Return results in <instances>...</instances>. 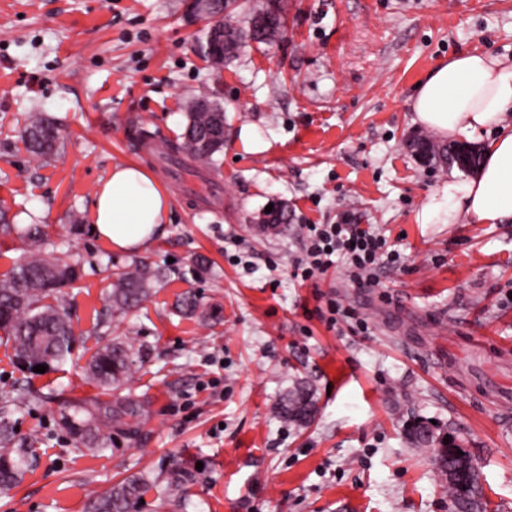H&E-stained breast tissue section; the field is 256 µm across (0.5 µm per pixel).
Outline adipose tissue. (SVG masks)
Segmentation results:
<instances>
[{"mask_svg": "<svg viewBox=\"0 0 512 512\" xmlns=\"http://www.w3.org/2000/svg\"><path fill=\"white\" fill-rule=\"evenodd\" d=\"M413 123L452 141H476L474 175L450 177L417 214L420 224L512 221V59L462 53L435 69L410 100ZM171 198L136 164L114 166L93 199L92 233L113 251L134 253L162 235Z\"/></svg>", "mask_w": 512, "mask_h": 512, "instance_id": "ef3b65f1", "label": "adipose tissue"}]
</instances>
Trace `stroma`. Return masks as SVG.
<instances>
[{
    "instance_id": "obj_1",
    "label": "stroma",
    "mask_w": 512,
    "mask_h": 512,
    "mask_svg": "<svg viewBox=\"0 0 512 512\" xmlns=\"http://www.w3.org/2000/svg\"><path fill=\"white\" fill-rule=\"evenodd\" d=\"M282 5V34L246 44L216 76L195 49L203 23L189 0H0V208L18 231L0 244V274L24 257L30 223L65 241L82 263L65 304L87 337L72 364L42 374L0 345V388L101 397L83 365L86 349L107 340L90 334L113 272L137 259L166 270L116 327L143 359L128 384L148 404L138 437L84 455L57 404H28L12 421L19 439L38 433L39 460L0 493V512H84L88 493L164 473L173 455L195 467L193 481L164 510L147 494L140 512H451L431 452L406 437L416 420L459 435L488 512H512V223H417L450 169L416 161L410 145L426 130L409 106L452 56L512 58V0ZM205 89L227 117L213 168L169 149ZM35 112L64 139L48 166L18 139ZM246 126L267 150L244 151ZM118 164L144 168L173 201L164 235L136 256L68 223L73 211L91 218L96 187ZM274 202L291 221L262 230ZM345 215L383 234L399 263L380 270L376 288L338 269L293 280L303 225ZM196 255L206 270L193 267ZM187 291L220 307L221 322L178 315ZM330 294L367 333L316 315ZM301 380L317 412L295 426L276 405Z\"/></svg>"
}]
</instances>
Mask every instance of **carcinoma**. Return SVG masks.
I'll return each instance as SVG.
<instances>
[{"label":"carcinoma","mask_w":512,"mask_h":512,"mask_svg":"<svg viewBox=\"0 0 512 512\" xmlns=\"http://www.w3.org/2000/svg\"><path fill=\"white\" fill-rule=\"evenodd\" d=\"M224 2V41L209 51H201L210 69L219 74L239 54L243 43L268 44L284 28V10L278 0H269L252 13L245 23L234 18L239 0ZM209 104L207 108L187 112V122L179 136L177 149L202 166L217 165L215 155L224 148L223 105L204 92L196 97ZM25 150L46 165L59 153L63 139L56 124L39 113L26 120L20 134ZM27 255L0 278V330L5 347L11 349V359L18 365L33 369L36 365H65L71 358L76 337L69 312L57 289L77 281L80 265L62 257L64 251L52 242L38 224L31 225L25 235ZM166 277L159 266L136 261L116 274L111 283L109 299L111 316L120 317L143 306L149 300L155 284ZM178 312L186 318L215 317L217 313L201 308L197 296L184 293L176 303ZM87 377L112 399H69L59 406V425L72 437L75 446L101 453L112 443V430L124 429L126 434L139 433L146 416V403L128 393L120 394L136 372L131 344L121 336L97 347L87 360ZM54 395L43 394L30 386L13 385L0 392V492L20 485L25 474L36 464V449L32 444L19 443L8 419L31 401L47 402ZM285 421L304 424L311 420L314 406L306 386L299 384L277 404ZM439 473L448 481V500L454 512H487L481 474L469 470L465 482L449 477L461 461L456 449L445 452L431 449ZM183 463L174 461L166 477L151 478L146 474L128 476L101 493L89 495L86 512H137L140 499L154 492L164 504L187 480Z\"/></svg>","instance_id":"carcinoma-1"}]
</instances>
